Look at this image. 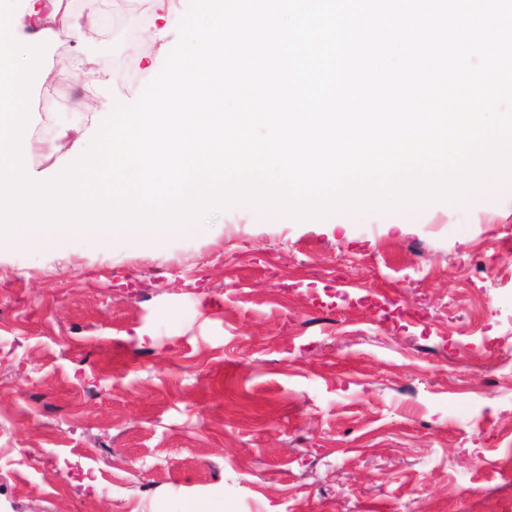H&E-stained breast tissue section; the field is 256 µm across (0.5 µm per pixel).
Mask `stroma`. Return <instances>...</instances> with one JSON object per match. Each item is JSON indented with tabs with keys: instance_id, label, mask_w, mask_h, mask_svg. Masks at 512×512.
<instances>
[{
	"instance_id": "35a3bbf8",
	"label": "stroma",
	"mask_w": 512,
	"mask_h": 512,
	"mask_svg": "<svg viewBox=\"0 0 512 512\" xmlns=\"http://www.w3.org/2000/svg\"><path fill=\"white\" fill-rule=\"evenodd\" d=\"M66 3L84 35L44 82L84 64L31 91L38 175L137 101L189 6L156 43L152 0ZM204 222L0 241V512H512V179L393 221Z\"/></svg>"
}]
</instances>
